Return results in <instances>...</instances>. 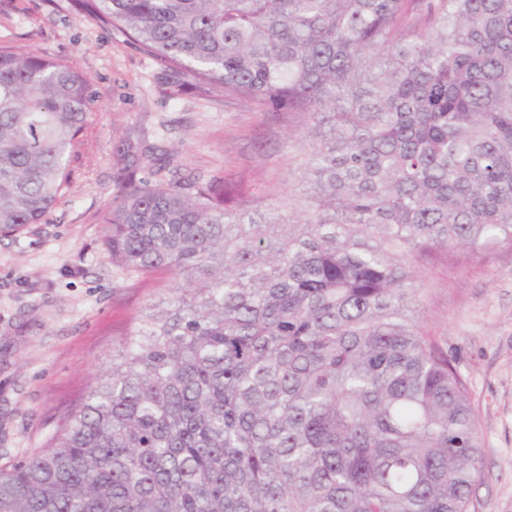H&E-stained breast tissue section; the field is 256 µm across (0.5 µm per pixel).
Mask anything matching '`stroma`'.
I'll return each instance as SVG.
<instances>
[{
  "mask_svg": "<svg viewBox=\"0 0 512 512\" xmlns=\"http://www.w3.org/2000/svg\"><path fill=\"white\" fill-rule=\"evenodd\" d=\"M72 61L93 102L68 160L69 187L38 224L0 236V468L41 448L112 369L126 334L182 280L128 274L104 245V217L143 157L178 177L241 182L251 207L304 195L302 118L197 90L90 13L82 0H0V48ZM424 320L466 379L481 433L472 512H512V245L455 271L421 265Z\"/></svg>",
  "mask_w": 512,
  "mask_h": 512,
  "instance_id": "35a3bbf8",
  "label": "stroma"
}]
</instances>
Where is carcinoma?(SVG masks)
<instances>
[{
  "instance_id": "carcinoma-1",
  "label": "carcinoma",
  "mask_w": 512,
  "mask_h": 512,
  "mask_svg": "<svg viewBox=\"0 0 512 512\" xmlns=\"http://www.w3.org/2000/svg\"><path fill=\"white\" fill-rule=\"evenodd\" d=\"M169 69L299 112L313 194L254 216L214 179L131 181L105 244L183 278L0 512H469L481 436L417 264L512 244V0H89ZM93 102L0 50V234L68 186Z\"/></svg>"
}]
</instances>
